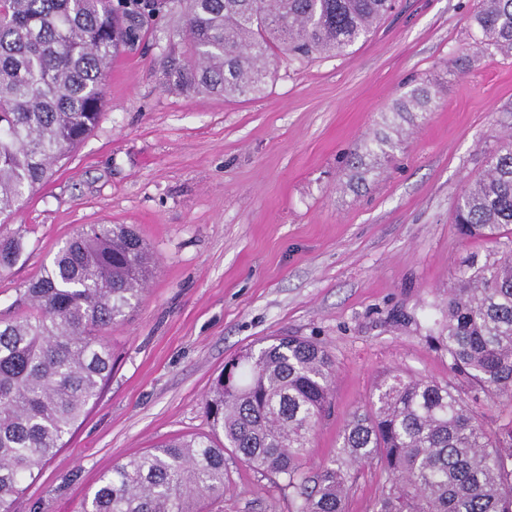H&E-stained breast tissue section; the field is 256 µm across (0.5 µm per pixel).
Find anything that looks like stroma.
Listing matches in <instances>:
<instances>
[{
  "label": "stroma",
  "mask_w": 512,
  "mask_h": 512,
  "mask_svg": "<svg viewBox=\"0 0 512 512\" xmlns=\"http://www.w3.org/2000/svg\"><path fill=\"white\" fill-rule=\"evenodd\" d=\"M479 0H397L346 56H281L254 97L170 84L182 22L162 16L113 60L91 134L0 223L23 254L0 274V317L17 313L66 239L128 224L157 269L126 322L107 333L114 366L99 401L44 465L15 512H77L101 476L166 439L209 428L204 401L225 364L274 336H305L335 360L333 408L307 475L337 456L351 413L399 369L461 390L489 427L507 402L473 389L435 342L441 304L468 256L458 195L512 131V57L475 47ZM432 100L419 126L393 113L410 89ZM393 157L369 155L375 136ZM363 164L351 167V153ZM222 512H293L295 489L225 455ZM384 474L358 469L348 512H373Z\"/></svg>",
  "instance_id": "1"
}]
</instances>
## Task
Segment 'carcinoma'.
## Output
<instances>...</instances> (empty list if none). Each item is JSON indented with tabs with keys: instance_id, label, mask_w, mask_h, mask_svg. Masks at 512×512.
Segmentation results:
<instances>
[{
	"instance_id": "carcinoma-1",
	"label": "carcinoma",
	"mask_w": 512,
	"mask_h": 512,
	"mask_svg": "<svg viewBox=\"0 0 512 512\" xmlns=\"http://www.w3.org/2000/svg\"><path fill=\"white\" fill-rule=\"evenodd\" d=\"M178 14L188 44L166 61L176 85L226 99L264 91L269 60L342 57L366 39L394 0H157ZM141 0H0V219L46 183L58 160L96 126L105 74L140 38ZM476 45L512 56V0H482ZM432 99L415 87L393 112L417 124ZM453 223L506 249L471 256L448 289L437 341L470 384L512 404V133L486 175L457 198ZM22 239L0 240V272ZM147 245L125 224H93L69 238L0 318V512H14L24 479L96 403L112 375L105 332L123 323L152 277ZM335 361L325 347L277 336L224 365L206 411L210 431L116 464L79 512H209L224 496V452L297 490V512H346L353 472L386 474L376 512H512V419L490 429L446 383L384 375L347 421L336 459L308 485L313 432L331 408Z\"/></svg>"
}]
</instances>
